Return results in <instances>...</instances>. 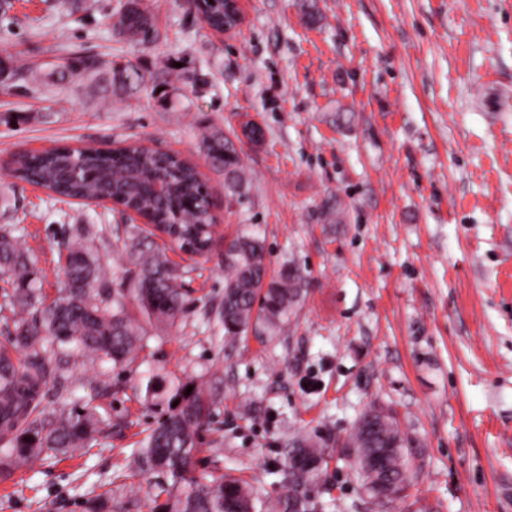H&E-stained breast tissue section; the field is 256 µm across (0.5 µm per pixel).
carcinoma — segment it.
<instances>
[{
	"label": "carcinoma",
	"mask_w": 512,
	"mask_h": 512,
	"mask_svg": "<svg viewBox=\"0 0 512 512\" xmlns=\"http://www.w3.org/2000/svg\"><path fill=\"white\" fill-rule=\"evenodd\" d=\"M151 17L139 0H126L114 25L118 35L138 40L147 35ZM52 82L88 81L104 94L124 92L141 76L134 67L106 65L100 58L72 52L49 74ZM42 84L29 70L0 66V91L31 90ZM208 163L224 172V190L240 194L244 185L239 150L218 133L204 141ZM17 178L34 181L67 198L94 200L105 195L140 213L180 247L203 255L213 234L209 192L197 167L178 154L144 145H128L109 154L94 147H65L39 155H19ZM75 243L67 246L65 284L49 304L31 257L15 243L12 230H0V275L12 293L2 309L36 307L39 320L14 321V343L0 346V483L33 459L57 460L89 452L112 429L101 405L75 396L74 378L88 364L131 365L149 339L128 312L129 304L148 321L173 325L183 319L189 300L180 275L162 250L150 255L130 252L139 269L131 293L102 283V257L82 239L86 224L73 227ZM227 275L219 322L230 338L261 329L269 335L288 324L302 297L300 272L288 265L269 275L264 240L249 228L227 247ZM190 394H185L187 388ZM167 412L148 430L128 464L131 475L157 473L171 483L150 498L149 512H252V493L239 479L222 473L195 475L200 436L213 422L217 405L211 381L204 375L171 383ZM346 447L353 449L360 487L384 508L403 497L407 486L404 449L407 439L394 415L372 408L358 422ZM325 449L307 437L293 441L288 457L310 467L284 471L294 484L291 493L272 503V512H324L310 495ZM82 512H130L131 504L107 489L86 498Z\"/></svg>",
	"instance_id": "1"
}]
</instances>
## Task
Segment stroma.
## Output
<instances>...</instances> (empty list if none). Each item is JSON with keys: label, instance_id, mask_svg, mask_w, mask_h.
<instances>
[{"label": "stroma", "instance_id": "35a3bbf8", "mask_svg": "<svg viewBox=\"0 0 512 512\" xmlns=\"http://www.w3.org/2000/svg\"><path fill=\"white\" fill-rule=\"evenodd\" d=\"M7 2L0 59L46 73L77 50L131 62L141 79L111 98L84 82L0 92V156L154 144L197 165L218 222L209 257L193 259L113 204L0 173V225H16L47 298L70 225L94 224L110 287L135 284L130 243L160 246L191 301L111 370V434L15 470L0 512H82L113 477L148 512L157 476L123 474L164 408L136 389L148 371L214 381L198 470L249 483L256 512L287 494L300 434L329 447L313 497L330 512H378L344 446L374 405L408 438V488L387 512H512V0H244L241 28L224 35L185 0H142L153 29L134 42L113 28L123 0ZM250 121L263 138L243 146L246 188L228 197L201 132L234 141ZM244 224L271 272L303 277L296 315L271 340L226 338L217 317L224 248Z\"/></svg>", "mask_w": 512, "mask_h": 512}]
</instances>
